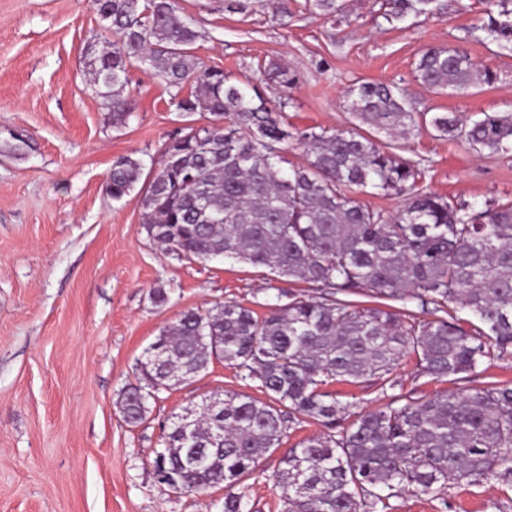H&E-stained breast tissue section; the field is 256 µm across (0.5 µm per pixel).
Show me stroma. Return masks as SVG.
<instances>
[{
  "label": "stroma",
  "mask_w": 512,
  "mask_h": 512,
  "mask_svg": "<svg viewBox=\"0 0 512 512\" xmlns=\"http://www.w3.org/2000/svg\"><path fill=\"white\" fill-rule=\"evenodd\" d=\"M326 20L290 0L274 19L268 0L252 13L224 0H179L201 33L193 53L270 100L288 96L289 125L347 129V92L360 81L407 89L414 111L512 113V54L476 31L486 0H444L443 16L387 22L381 0H339ZM94 0H0V512H222L224 493L185 496L160 484L153 461L172 414L216 391L267 401L256 382L212 361L187 384L161 392L148 420L128 425L118 392L136 383L144 351L189 309L233 301L265 314L281 286L267 269L230 261H180L142 227L140 192L113 201L116 159L160 160L180 128L210 122L170 104L144 67L131 68L134 110L125 123L88 86L86 48L100 37ZM430 46L468 52L496 75L460 95L414 78ZM297 77L292 89L262 82L261 61ZM405 157L420 161L427 190L475 209L512 200V150L476 152L467 143L416 131ZM168 300H152L155 289ZM292 425L276 450L243 477L251 512H282L275 473L289 448L322 433ZM389 512H512V485L464 483L430 498L403 492Z\"/></svg>",
  "instance_id": "obj_1"
}]
</instances>
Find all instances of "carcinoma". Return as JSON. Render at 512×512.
Returning a JSON list of instances; mask_svg holds the SVG:
<instances>
[{
  "label": "carcinoma",
  "instance_id": "carcinoma-1",
  "mask_svg": "<svg viewBox=\"0 0 512 512\" xmlns=\"http://www.w3.org/2000/svg\"><path fill=\"white\" fill-rule=\"evenodd\" d=\"M95 4L118 41L87 49L89 88L112 110L113 124L130 115L128 73L136 63L175 90L176 111L212 116L211 126L167 142L146 181L142 160L118 158L107 179L112 199L143 183V228L178 260L265 267L318 292L283 290L288 302L263 317L234 302L191 309L161 330L151 344L164 351L161 368L141 369L138 383L118 395L128 425L142 424L161 390L197 377L215 357L259 382L272 402L224 392L223 425L198 412L192 443L169 425L153 466L173 473L181 493L220 487L224 512H250L246 495L235 491L241 477L281 445L289 425L307 419L328 432L280 460L283 512H385L406 490L434 498L463 481L512 485V385L413 401L396 374L407 353L416 357V377L453 384L486 361L512 358V202L474 213L421 186V163L399 154L401 141L427 127L477 152L506 151L512 113L464 122L452 112H415L406 89L362 81L349 91L355 127L299 130L282 119L288 99L274 104L257 87L202 65L193 54L200 33L177 0ZM384 6L389 23L443 13L440 0ZM305 8L329 20L339 10L337 0H305ZM476 29L485 43L512 53V0H487ZM259 70L283 88L295 84L277 61ZM414 73L433 90L459 94L496 79L466 51L437 46L422 52ZM191 78L198 90L181 95ZM378 134L390 142H378ZM292 142L307 162L287 169L283 146ZM368 187L404 196L403 208L392 214L360 204L352 190ZM369 292L431 305L438 316L348 299ZM450 304L478 324L466 329L440 316ZM369 381L394 391L389 404L341 426L353 403L325 386Z\"/></svg>",
  "mask_w": 512,
  "mask_h": 512
}]
</instances>
